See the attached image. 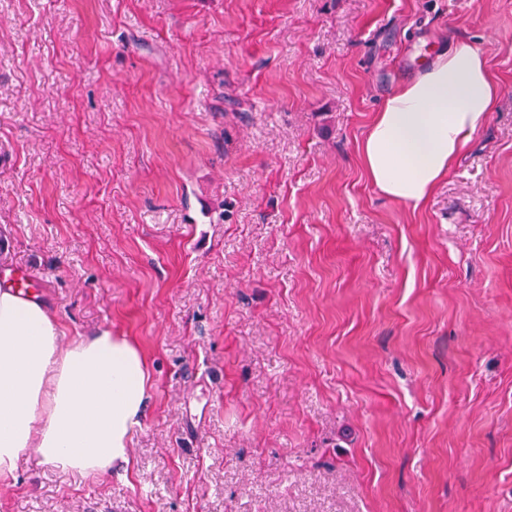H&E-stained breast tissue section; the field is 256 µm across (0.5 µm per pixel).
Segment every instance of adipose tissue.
I'll return each instance as SVG.
<instances>
[{"mask_svg":"<svg viewBox=\"0 0 512 512\" xmlns=\"http://www.w3.org/2000/svg\"><path fill=\"white\" fill-rule=\"evenodd\" d=\"M499 86L467 39L432 56L382 102L361 144L371 182L419 207L475 132ZM150 373L139 349L103 328L62 343L56 316L33 295L0 287V479L28 451L42 464L107 475L128 463Z\"/></svg>","mask_w":512,"mask_h":512,"instance_id":"adipose-tissue-1","label":"adipose tissue"}]
</instances>
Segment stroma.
I'll return each instance as SVG.
<instances>
[{"instance_id":"1","label":"stroma","mask_w":512,"mask_h":512,"mask_svg":"<svg viewBox=\"0 0 512 512\" xmlns=\"http://www.w3.org/2000/svg\"><path fill=\"white\" fill-rule=\"evenodd\" d=\"M500 96L420 207L368 178L454 39ZM151 384L124 476L0 512H512V0H0V278Z\"/></svg>"}]
</instances>
